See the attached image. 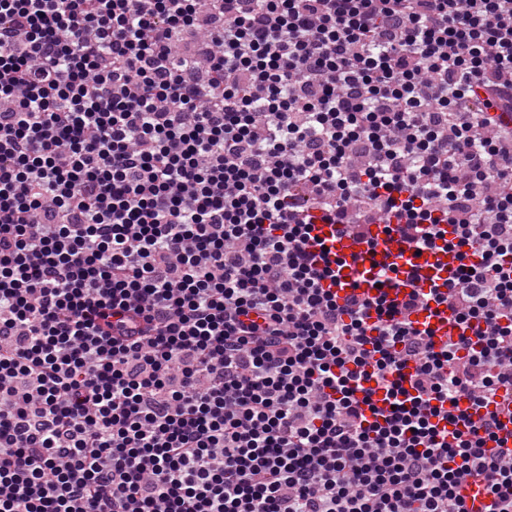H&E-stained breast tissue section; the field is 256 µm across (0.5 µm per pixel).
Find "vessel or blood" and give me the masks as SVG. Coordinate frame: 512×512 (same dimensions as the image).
I'll list each match as a JSON object with an SVG mask.
<instances>
[{"label":"vessel or blood","mask_w":512,"mask_h":512,"mask_svg":"<svg viewBox=\"0 0 512 512\" xmlns=\"http://www.w3.org/2000/svg\"><path fill=\"white\" fill-rule=\"evenodd\" d=\"M313 234L324 242L330 258L341 262V272L323 282L324 288L340 302L349 295L360 294L382 297L399 306L411 291L426 293L434 287L447 290L449 278L461 264L453 250H414L389 233L387 224L381 221L366 225L359 235L337 224L317 223ZM392 263L398 265L399 271L389 279L378 280L370 271L371 266L382 268ZM409 320L415 328L430 330L439 346L461 332L454 313L444 303L415 311Z\"/></svg>","instance_id":"obj_1"}]
</instances>
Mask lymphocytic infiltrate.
<instances>
[{
	"label": "lymphocytic infiltrate",
	"mask_w": 512,
	"mask_h": 512,
	"mask_svg": "<svg viewBox=\"0 0 512 512\" xmlns=\"http://www.w3.org/2000/svg\"><path fill=\"white\" fill-rule=\"evenodd\" d=\"M211 2L0 0V512H512V0ZM390 212L476 337L323 288Z\"/></svg>",
	"instance_id": "lymphocytic-infiltrate-1"
}]
</instances>
